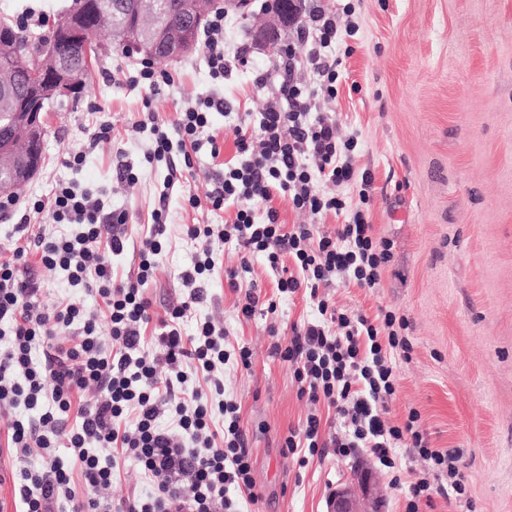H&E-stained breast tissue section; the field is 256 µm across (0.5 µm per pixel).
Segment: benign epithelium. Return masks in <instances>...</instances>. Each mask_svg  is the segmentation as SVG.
<instances>
[{"instance_id": "7a95c632", "label": "benign epithelium", "mask_w": 512, "mask_h": 512, "mask_svg": "<svg viewBox=\"0 0 512 512\" xmlns=\"http://www.w3.org/2000/svg\"><path fill=\"white\" fill-rule=\"evenodd\" d=\"M98 14L112 17L116 24L112 44L136 54L175 58L189 52L188 30L201 25L206 15L202 0H182L185 27L171 29L164 22L169 0H96ZM78 16L64 15L55 30L80 44V58L92 65L106 51L94 32L77 27ZM33 92L4 97L10 112V126L0 133V195H10L39 169L41 140L45 134L44 104L49 100H72L79 90L84 70L58 57L54 42L39 44L27 59ZM326 512H381V494L369 473L356 476V482L337 487L327 499Z\"/></svg>"}]
</instances>
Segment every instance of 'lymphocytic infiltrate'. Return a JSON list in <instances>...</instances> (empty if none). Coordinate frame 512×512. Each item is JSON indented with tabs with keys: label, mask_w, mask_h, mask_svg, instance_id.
<instances>
[{
	"label": "lymphocytic infiltrate",
	"mask_w": 512,
	"mask_h": 512,
	"mask_svg": "<svg viewBox=\"0 0 512 512\" xmlns=\"http://www.w3.org/2000/svg\"><path fill=\"white\" fill-rule=\"evenodd\" d=\"M224 24L219 8L203 29L209 75L215 81L229 71ZM353 34V25L337 24L322 11L298 27L297 39L307 46V62L319 76L316 90L295 80L297 60L287 55L276 68L275 92L257 123L236 125V154L225 162L223 178L206 199L189 197L194 209L235 207L236 218L218 230L209 224L186 227L185 236L196 247L191 267L182 274L189 292L163 322L159 351L144 347V331L152 320L145 290L168 228L165 209H155L146 230L136 232L138 270L120 281L112 259L126 247L127 237L119 232L124 213L105 212L102 200L61 183L47 202L0 199L1 213L19 217L11 254L0 257V324L9 329L7 344L0 347V402L40 412L34 422H7L6 448L19 459L37 455L44 460L42 468L23 469L13 477L19 512H100V502L86 497L53 460L52 450L62 439L73 450V464L85 486L111 484L113 466L122 456L137 461L148 476L151 494L120 501L113 512H241L242 501L258 500L239 406L224 393L225 365L249 368L250 350L244 345L228 349L227 331L212 322L201 323L193 336L183 335L179 325L204 299L201 282L216 267L209 247L214 237L234 243L241 254L239 270L227 273L231 290H239L240 270L260 254L278 293H303L319 313L316 321L291 325L283 337L275 302L257 289H249L237 311L245 320L269 318L271 333L279 337L274 353L291 369L298 396L312 405L304 422L284 437L283 453L314 456L330 447L346 457L364 448L396 485V450L406 443L448 482L436 486L422 477L410 483L404 512H421L436 493L448 499L463 495L460 452L432 447L416 410L399 423L383 415L396 391L394 360L410 357L411 345L402 335L405 318L384 309L371 319L353 314L338 309L327 293L336 281L376 287L393 257L392 242L375 236L365 218L373 175L355 166L357 134L338 137L335 121L311 112L315 94L335 98L340 60L333 49ZM223 107V101L204 100L180 112L170 132L156 113H148L137 128L153 136L150 159L167 161L177 152L185 167H192V154L204 140L212 157H219L220 147L209 132L210 112ZM327 183L358 186L357 200L323 194L320 187ZM279 197L315 217L334 214L338 223L330 231L311 224L285 228L274 205ZM46 210L54 223L77 226V233L47 232L34 221ZM108 221L118 232L107 239L103 229ZM36 264L67 271L71 285L98 295L109 316L107 335H100L96 320L83 308L43 303L41 282L32 272ZM66 333L71 336L67 345L59 341ZM161 362L168 367L163 377L157 374ZM91 385L100 399L74 406L75 394ZM326 408L342 427L340 435L329 439L323 430ZM164 409L171 417L168 429L157 423ZM72 411L78 419L73 429L66 425ZM216 412L222 417L218 430L213 427Z\"/></svg>",
	"instance_id": "lymphocytic-infiltrate-1"
}]
</instances>
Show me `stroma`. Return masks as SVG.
Segmentation results:
<instances>
[{"instance_id":"35a3bbf8","label":"stroma","mask_w":512,"mask_h":512,"mask_svg":"<svg viewBox=\"0 0 512 512\" xmlns=\"http://www.w3.org/2000/svg\"><path fill=\"white\" fill-rule=\"evenodd\" d=\"M72 0H0V17L52 20ZM272 0H250L247 14L227 8L224 53L229 73L212 81L204 51L157 61L173 84L151 94L129 86L133 58L113 51L97 59L77 107L52 110L43 140V165L17 191L50 198L56 181L100 193L106 210L127 215L128 230L149 224L166 208L171 231L146 290L154 325L186 295L180 274L190 267L194 246L188 224H221L233 210H194L189 196L205 197L222 162L236 152L234 127L256 122L271 89L254 81L273 73L278 61L255 33L273 22ZM303 14L319 9L352 20L358 32L344 58L336 97H316L314 112L332 113L342 131L359 135L356 164L374 176L369 222L377 237L393 243V258L372 289L335 284L337 307L375 316L391 309L408 321L410 361H398L389 418L416 409L433 447L462 455L466 490L457 502L434 496L423 512H512V0H301ZM221 99L228 110L212 111L219 158L209 148L194 155L192 171L176 174L149 161L150 132L135 131L147 111L174 123L179 110L198 100ZM105 125L108 142L90 147L88 133ZM71 151L86 152L82 167H66ZM133 166L135 186L118 183L117 172ZM219 261L206 280V299L183 322L193 335L199 321L226 328L232 345L253 352L249 369L227 364L224 392L240 407L248 434L259 499L243 512H326L329 493L356 472L369 471L385 495L384 512H402L410 481L429 467L415 449L397 450L400 483L365 449L339 457L333 450L299 466L283 455L282 439L304 419L308 405L297 396L291 372L270 355L273 342L263 316H237L239 294L224 272L240 265L233 244L214 242ZM46 303L92 310L100 330L108 315L101 300L70 287L64 272L35 268ZM151 486L139 466L122 463L111 485L88 495L109 504Z\"/></svg>"}]
</instances>
